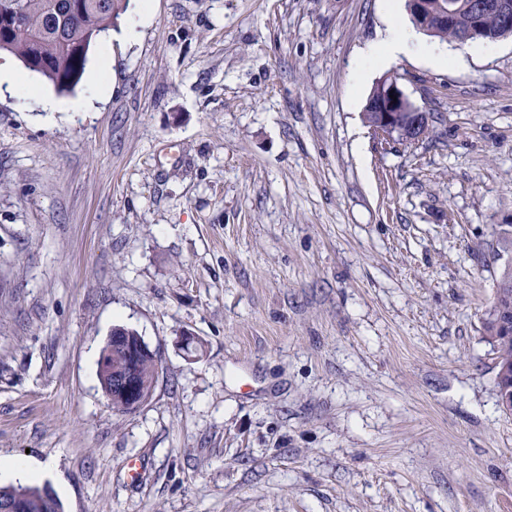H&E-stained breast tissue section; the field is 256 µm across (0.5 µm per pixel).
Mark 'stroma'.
<instances>
[{
	"mask_svg": "<svg viewBox=\"0 0 512 512\" xmlns=\"http://www.w3.org/2000/svg\"><path fill=\"white\" fill-rule=\"evenodd\" d=\"M409 22L406 0H129L70 93L87 112L41 111L59 91L0 54L28 85L0 87V457L64 512H512L483 331L512 36L363 59ZM388 74L442 119L385 152L363 110ZM118 325L159 357L133 413L98 382Z\"/></svg>",
	"mask_w": 512,
	"mask_h": 512,
	"instance_id": "35a3bbf8",
	"label": "stroma"
}]
</instances>
